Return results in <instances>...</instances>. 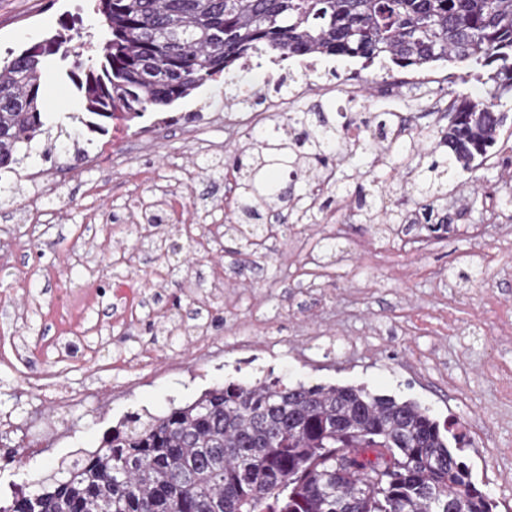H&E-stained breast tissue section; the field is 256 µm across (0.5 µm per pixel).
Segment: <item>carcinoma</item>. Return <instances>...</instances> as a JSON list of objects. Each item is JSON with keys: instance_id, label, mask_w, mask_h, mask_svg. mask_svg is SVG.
<instances>
[{"instance_id": "carcinoma-1", "label": "carcinoma", "mask_w": 512, "mask_h": 512, "mask_svg": "<svg viewBox=\"0 0 512 512\" xmlns=\"http://www.w3.org/2000/svg\"><path fill=\"white\" fill-rule=\"evenodd\" d=\"M106 39L91 57L68 26L0 65V179L16 173L51 134L38 107L54 62L87 114L130 129L152 108L171 106L218 83L245 57L360 58L419 71L436 62L474 63L494 92L454 99L448 125L394 141L409 121L357 105L364 137L315 102L274 112L248 133L232 159L240 213L261 249L265 215L281 203L296 223L316 224L349 193V176L371 155L412 174V191L391 203L355 190L361 223L402 224L413 205L432 225L448 174L471 168L498 145L512 92V0H95ZM430 143L424 152L420 142ZM428 410L353 386L229 382L143 422L137 415L104 433L101 446L38 478L0 512H494Z\"/></svg>"}]
</instances>
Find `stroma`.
I'll return each instance as SVG.
<instances>
[{"label":"stroma","instance_id":"35a3bbf8","mask_svg":"<svg viewBox=\"0 0 512 512\" xmlns=\"http://www.w3.org/2000/svg\"><path fill=\"white\" fill-rule=\"evenodd\" d=\"M65 20L81 36L101 37L92 0H0V58L56 34ZM288 68L319 85L315 98L336 111L348 79L360 74V101L411 117L415 127L443 122L448 100L484 96L465 63L429 68L430 106L403 86V70L363 67L361 59L320 57L263 62L229 85L208 84L159 115L136 121L122 143L128 161L114 164L103 134L80 129L75 147L43 157L33 149L0 193V343L18 357L0 365V486L29 485L60 464L99 448L104 433L133 413L154 417L233 381L266 375L284 384L362 387L410 400L464 435L461 454L473 482L496 512H512V164L500 155L475 159L447 184L439 214L452 230L430 245L417 231L392 239L382 225L360 223L353 198L331 218L273 235L254 263L239 269L244 223L235 177L205 172L211 148L234 156L249 123L233 126L225 94L276 79ZM49 126L83 111L73 83L51 69L41 82ZM43 177L52 194L40 222L27 221L28 199ZM172 200L175 220L139 222L131 199ZM336 245L327 252L322 239ZM208 327L210 361L195 329ZM51 373L60 387L89 389V404L59 414L30 386ZM57 423L63 445L8 459L34 420Z\"/></svg>","mask_w":512,"mask_h":512}]
</instances>
